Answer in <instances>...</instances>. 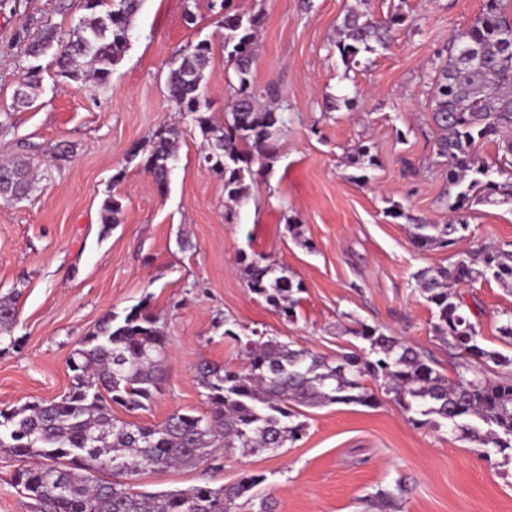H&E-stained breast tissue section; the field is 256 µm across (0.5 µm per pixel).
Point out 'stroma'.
I'll return each mask as SVG.
<instances>
[{
    "label": "stroma",
    "instance_id": "obj_1",
    "mask_svg": "<svg viewBox=\"0 0 512 512\" xmlns=\"http://www.w3.org/2000/svg\"><path fill=\"white\" fill-rule=\"evenodd\" d=\"M234 3L263 17L252 79L257 89H279L285 123L277 157L255 153L252 195L238 206L203 167L205 142L166 89L174 52L210 42L204 93L209 116L223 122L229 67L208 0H145L107 83L62 79L53 55L44 56L43 90L18 109L13 95L26 60L17 32L52 27L65 39L88 12L85 0H0V162L39 158L27 198L0 201V297L21 292L17 344L0 351V409L68 392L71 353L107 313L143 300L166 334L164 380L147 410L113 406L120 421L159 424L178 410L204 413L196 365L241 363L224 336L228 327L333 359L357 345L351 330L359 320L442 358L434 309L417 291L416 273L450 266L460 251L512 250L510 202L468 213L457 250L420 251L411 243L413 225L448 221L445 165L432 151L429 77L438 52L470 25L483 0H369L374 15L406 21L366 69L345 68L335 48L341 19L357 0ZM330 97L339 105L327 112ZM162 127L179 132L164 191L129 156L149 150ZM361 143L378 161L363 172L348 161ZM110 194L122 203L123 221L107 231L102 203ZM395 204L397 218L389 214ZM258 254L301 283L296 320L249 292L242 259ZM463 292L482 306L476 325L485 347L512 356L497 332L512 293L493 280ZM365 384L377 406L305 409L308 429L296 443L147 472L130 485L221 486L251 472L264 475L258 492L275 500L276 512H361L362 498L393 490L400 478L408 487L400 512H512L511 459L487 454L450 427L414 426L378 381Z\"/></svg>",
    "mask_w": 512,
    "mask_h": 512
}]
</instances>
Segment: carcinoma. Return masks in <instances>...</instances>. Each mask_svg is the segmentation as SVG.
<instances>
[{
	"label": "carcinoma",
	"instance_id": "1",
	"mask_svg": "<svg viewBox=\"0 0 512 512\" xmlns=\"http://www.w3.org/2000/svg\"><path fill=\"white\" fill-rule=\"evenodd\" d=\"M143 0H86L92 14L72 30L57 57L58 76L105 83L129 44L128 30ZM512 0H483L467 29L446 46V55L430 78L432 120L437 128L433 151L443 159L452 213L471 204L493 202L499 195L512 201ZM224 9V54L233 76L230 112L217 126L206 116L203 70L211 44L189 45L170 61L166 86L180 111L191 117L207 142L205 156L221 155L224 196L236 205L252 193V150L273 158L280 149L284 121L262 107L252 82L254 31L258 14L245 15L230 0H211ZM403 17L376 19L366 10L350 9L336 42L349 67L369 65L368 55L385 48ZM54 31L32 38L25 55L33 60L14 101L26 104L40 88L35 60L53 47ZM474 45L478 65L466 61L463 47ZM178 131L160 128L143 159L159 189L168 187L175 166ZM501 144L511 159L492 167L476 152L480 141ZM31 187L28 165L0 164V199L24 197ZM103 232L121 222L122 203L108 196L102 204ZM468 225L416 224L411 236L421 251L447 248L464 237ZM248 289L288 319L296 317L301 286L277 275V267L257 256L242 268ZM494 279L512 289V250L486 248L460 259L452 268H427L416 274L417 290L435 308L432 331L448 346L447 375L441 361L426 349L387 336L362 322L352 333L366 346L337 360L272 339L246 341L227 328L224 335L240 346L239 369L203 362L196 368L207 410L200 415L176 412L157 426L127 424L112 418L109 403L130 413L144 410L160 390L164 376L165 332L143 300L123 318L110 313L88 334L83 347L69 359L72 385L58 400H40L0 409V453L24 462L15 470L14 485L35 502L37 512H240L253 504L251 491L262 476L245 472L231 485L208 484L184 490L134 492L120 477L175 466H192L218 448L226 454L255 456L301 439L305 425L297 421L301 407L333 404L369 406L376 402L364 384L382 381L414 425L446 424L461 437L498 452L512 450V372L493 380L490 365L512 366V357L483 347L472 317L481 309L467 301L458 286L476 279ZM18 309L14 298L0 299V346L16 345L12 330ZM407 486L396 481V492L379 490L365 499L378 512H396Z\"/></svg>",
	"mask_w": 512,
	"mask_h": 512
}]
</instances>
